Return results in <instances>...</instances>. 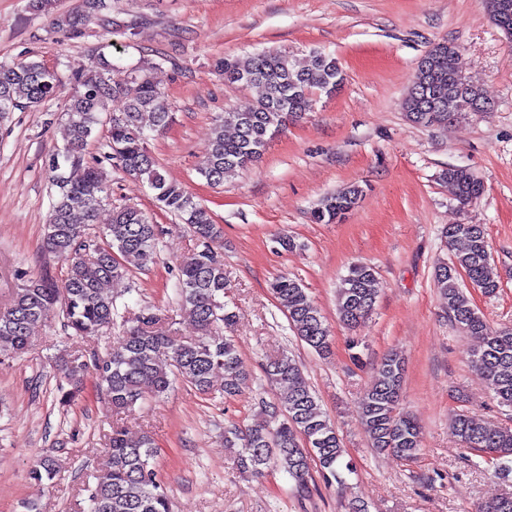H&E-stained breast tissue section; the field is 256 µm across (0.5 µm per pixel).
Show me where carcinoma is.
<instances>
[{
  "label": "carcinoma",
  "instance_id": "carcinoma-1",
  "mask_svg": "<svg viewBox=\"0 0 512 512\" xmlns=\"http://www.w3.org/2000/svg\"><path fill=\"white\" fill-rule=\"evenodd\" d=\"M482 0L492 23L512 31V8L504 2ZM458 48L435 44L420 60L408 92L407 118L424 127L445 128L474 102H487L479 86L462 79L457 68ZM157 61L124 66L99 52L88 67L65 88L58 72H49L41 60L0 63V119L10 113L39 107L67 91L61 118L66 125L63 146L48 157L47 171L56 188L47 216L43 241L46 253L65 264L59 281L44 274L25 275L6 307H0V357L14 358L34 348L32 327L59 306L66 327L89 348L56 357L63 383L59 403L74 401L85 377L93 373L112 410L125 413L136 405L167 395L178 377L200 394L212 398L237 395L245 370L235 341L217 340L212 330H229L236 315L224 302L228 279L224 263L212 248L220 228L210 210L184 188L169 182L148 148L150 138L162 134L171 120L165 93L151 80ZM224 84L259 86L262 97L250 110L226 111L216 119L208 157L199 174L219 187L255 162L271 138L312 109L313 96L329 93L342 82L336 60L319 51L309 53L302 65L286 52L256 51L244 58L226 56L220 64ZM119 100L122 107L112 108ZM106 128L103 156L93 157L88 146L100 128ZM233 129L228 136L225 129ZM148 184L160 209L186 224L201 249L179 265L176 294L189 308L199 335L183 339L157 330L165 321L158 313L133 315L118 345L100 349L99 339L112 328L116 307L103 291L105 283L122 279L134 270H146L158 261L157 226L132 204L112 203V191L103 161ZM462 206L478 200L483 183L468 171L450 168L445 173ZM362 189L345 187L320 200L312 217L317 224H337L354 209ZM112 208L111 223L95 224L105 203ZM448 248L462 244L451 262L438 267L436 285L448 302V317L465 333L482 337L473 354L477 375L491 383L499 403L512 407V327L487 326L461 286L492 295L499 281L490 261L488 242L480 224H450L445 231ZM374 271L355 265L342 279L337 294V314L350 328L359 326L375 309ZM270 289L291 329L300 341L320 356L330 354L329 326L305 288L286 276ZM264 372L280 388L278 404L268 413L272 423L248 428H224V447L236 449L241 470L262 475L278 468L294 481L296 491L309 489L313 473L329 483L344 465L345 451L335 426L323 412L296 360L282 354L270 360ZM377 379L366 391L360 407L361 424L371 448L409 460L421 450L422 432L417 420L398 410L404 374L403 358L391 353L376 367ZM452 426L466 451L497 455L508 467L512 458V429L492 427L466 414L452 417ZM104 466L88 487L87 512H172L165 485L158 476L157 451L150 436L133 438L114 426L104 448ZM60 469L58 458L43 452L33 459L31 480H52Z\"/></svg>",
  "mask_w": 512,
  "mask_h": 512
}]
</instances>
